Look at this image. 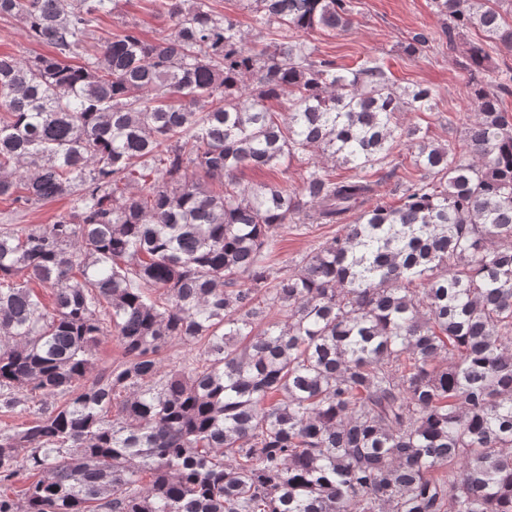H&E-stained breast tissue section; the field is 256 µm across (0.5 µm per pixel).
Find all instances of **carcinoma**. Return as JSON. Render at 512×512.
<instances>
[{
	"label": "carcinoma",
	"instance_id": "1",
	"mask_svg": "<svg viewBox=\"0 0 512 512\" xmlns=\"http://www.w3.org/2000/svg\"><path fill=\"white\" fill-rule=\"evenodd\" d=\"M240 2L267 38L209 0H149L172 22L154 43L96 36L117 0H0L52 48L0 56V199L70 203L0 226V410L41 398L0 429V487L29 479L0 512H512V77L485 50L512 51V0H434L481 35L446 147L397 122L436 90L310 41L353 0ZM402 137L421 178L367 203ZM315 150L358 174L235 181ZM291 223L341 230L274 277ZM106 336L124 358L86 384ZM173 342L202 366L161 373Z\"/></svg>",
	"mask_w": 512,
	"mask_h": 512
}]
</instances>
